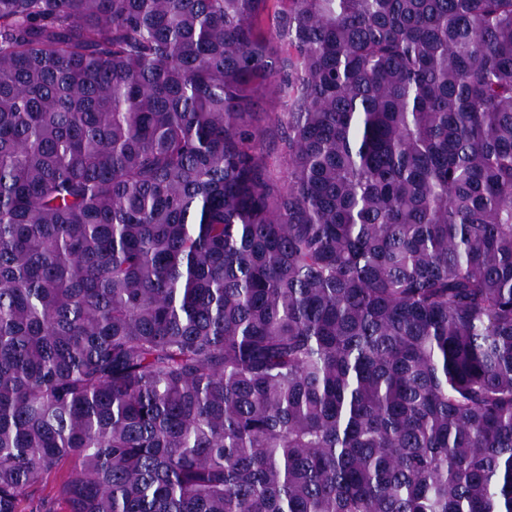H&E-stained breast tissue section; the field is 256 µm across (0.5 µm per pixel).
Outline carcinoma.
<instances>
[{"label":"carcinoma","instance_id":"carcinoma-1","mask_svg":"<svg viewBox=\"0 0 512 512\" xmlns=\"http://www.w3.org/2000/svg\"><path fill=\"white\" fill-rule=\"evenodd\" d=\"M43 483L512 512V0H0V512Z\"/></svg>","mask_w":512,"mask_h":512}]
</instances>
